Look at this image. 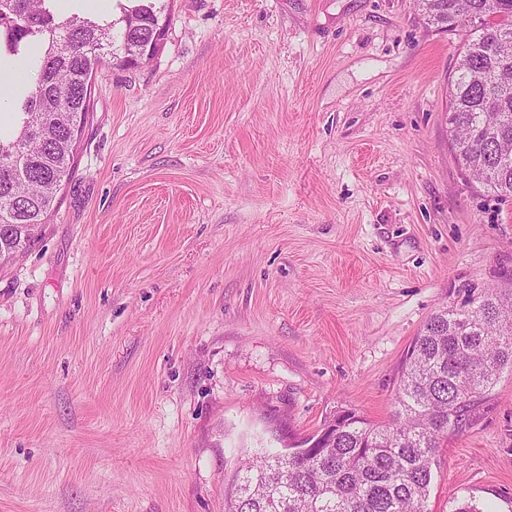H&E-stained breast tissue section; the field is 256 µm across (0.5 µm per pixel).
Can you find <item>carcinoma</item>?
<instances>
[{
  "label": "carcinoma",
  "instance_id": "1",
  "mask_svg": "<svg viewBox=\"0 0 512 512\" xmlns=\"http://www.w3.org/2000/svg\"><path fill=\"white\" fill-rule=\"evenodd\" d=\"M53 0H0V59L45 44L34 80L14 95L17 122L0 136V259L9 262L46 223L90 112L91 77L112 58L132 68L163 37L162 0H116L120 16L60 19ZM426 20L464 39L449 80V147L462 170L512 197V0H418ZM512 374V287L467 289L463 303L433 314L405 359L391 422L350 411L308 439L238 468L225 512H427L432 466L450 433L481 417L503 373Z\"/></svg>",
  "mask_w": 512,
  "mask_h": 512
}]
</instances>
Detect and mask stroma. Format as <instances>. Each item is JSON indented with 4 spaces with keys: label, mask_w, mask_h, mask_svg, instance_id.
I'll list each match as a JSON object with an SVG mask.
<instances>
[{
    "label": "stroma",
    "mask_w": 512,
    "mask_h": 512,
    "mask_svg": "<svg viewBox=\"0 0 512 512\" xmlns=\"http://www.w3.org/2000/svg\"><path fill=\"white\" fill-rule=\"evenodd\" d=\"M103 66L57 206L0 267V512H224L240 462L340 410L512 275V199L448 148L461 32L414 0H172ZM512 512V375L428 508Z\"/></svg>",
    "instance_id": "obj_1"
}]
</instances>
